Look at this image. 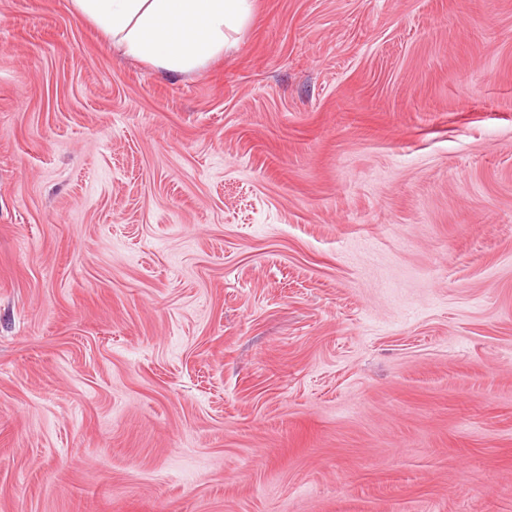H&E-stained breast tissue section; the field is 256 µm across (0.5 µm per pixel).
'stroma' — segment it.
Listing matches in <instances>:
<instances>
[{
	"label": "stroma",
	"mask_w": 512,
	"mask_h": 512,
	"mask_svg": "<svg viewBox=\"0 0 512 512\" xmlns=\"http://www.w3.org/2000/svg\"><path fill=\"white\" fill-rule=\"evenodd\" d=\"M0 512H512V0H0ZM126 56L189 73L232 47L252 17V0H73Z\"/></svg>",
	"instance_id": "35a3bbf8"
}]
</instances>
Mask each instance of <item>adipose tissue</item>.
I'll return each instance as SVG.
<instances>
[{
  "label": "adipose tissue",
  "instance_id": "ef3b65f1",
  "mask_svg": "<svg viewBox=\"0 0 512 512\" xmlns=\"http://www.w3.org/2000/svg\"><path fill=\"white\" fill-rule=\"evenodd\" d=\"M123 54L188 73L231 46L252 17L251 0H74Z\"/></svg>",
  "mask_w": 512,
  "mask_h": 512
}]
</instances>
